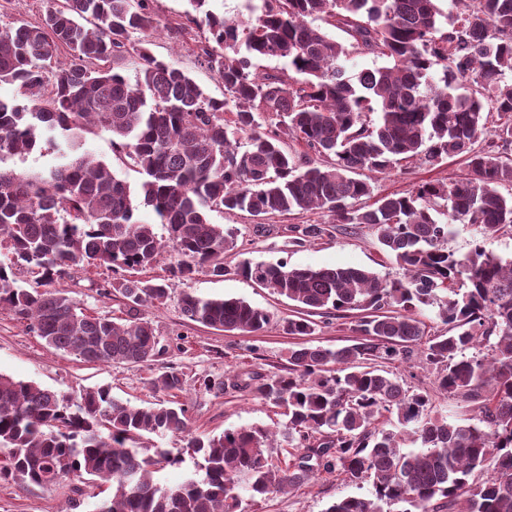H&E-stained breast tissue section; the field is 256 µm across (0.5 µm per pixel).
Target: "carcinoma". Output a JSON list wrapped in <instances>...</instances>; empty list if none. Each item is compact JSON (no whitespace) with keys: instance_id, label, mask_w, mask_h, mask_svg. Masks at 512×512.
<instances>
[{"instance_id":"obj_1","label":"carcinoma","mask_w":512,"mask_h":512,"mask_svg":"<svg viewBox=\"0 0 512 512\" xmlns=\"http://www.w3.org/2000/svg\"><path fill=\"white\" fill-rule=\"evenodd\" d=\"M189 2L188 22L206 33L201 56L223 80L222 99L145 46L135 49V80L117 71L131 33L156 27L153 0H66L36 24L0 28V83L16 86L15 97L0 98V309L87 363L150 362L160 340L137 307L163 302L166 281L108 283L132 303L123 323L86 312L56 284L80 265L142 269L164 252L174 254V278L203 269L222 277L236 241L209 221L214 209L323 214L296 246L334 224H364L404 278L354 266L238 267L309 315L356 314L355 344L296 342L284 372L242 380L240 389L283 409L275 433L250 426L193 436L179 401L134 406L107 387L61 395L0 374V475L38 487L86 476L110 482L98 512H246L245 499L321 472L372 484V496L344 497L326 512H436L440 500L448 512H512V262L484 247L512 231V0H458L464 8L445 29L438 0H247V13L233 18L209 9L210 0ZM353 53L384 63L349 75L341 60ZM258 58L285 67L258 74ZM263 113L278 118L274 129L262 128ZM43 129L63 139L58 164L46 172L6 165L36 150ZM91 129L110 133L144 175L140 195L167 236L134 218L130 185L83 148ZM290 140L307 151H288ZM455 156L466 158L467 174L358 205L372 197L363 172ZM455 224L480 235L461 258L447 246ZM22 269L36 286L18 283ZM434 305L443 328L428 336L420 314ZM180 309L233 335L270 323L237 298L185 292ZM282 329L311 336L315 323L299 316ZM415 352L433 368L436 392L477 410V422L448 421L433 412L429 391L379 368ZM151 385L181 391L184 380L172 370ZM386 413L395 428L379 426ZM146 433L186 436L203 475L158 481L181 459L142 455L136 444ZM284 444L302 453L275 469L269 457Z\"/></svg>"}]
</instances>
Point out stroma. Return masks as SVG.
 Returning a JSON list of instances; mask_svg holds the SVG:
<instances>
[{
    "mask_svg": "<svg viewBox=\"0 0 512 512\" xmlns=\"http://www.w3.org/2000/svg\"><path fill=\"white\" fill-rule=\"evenodd\" d=\"M155 12L162 22L161 29L132 33V46L147 45L158 59L173 64L187 73L211 96L223 98L224 83L211 71L200 56L199 38L203 33L192 29L191 36L182 42L168 38L167 25L184 22L189 10L188 0H155ZM85 148L97 159L111 163L114 173L134 189L132 203L135 218L153 225L157 235H164L150 207L143 203L136 191L144 176L132 160L115 153L109 133L95 131L86 134ZM464 158L455 157L440 166L431 168L415 162H400L384 174L373 175L371 183L375 196L394 193L405 194L417 185L429 181H448L466 174ZM214 224L232 229L237 246L224 255V276L215 277L200 272L193 279L182 281L168 276L170 254L146 270H129V279L164 278L168 281L169 296L161 304L141 307L142 317L150 321L160 337V353L153 361L138 365L125 362L93 364L76 356L48 348L34 333L27 322L16 319L9 311L0 310V374L18 380L32 381L42 387L67 395H77L102 386L110 388L114 397L138 406L160 404L167 393L153 390V376L169 370L182 373L185 386L177 398L189 408L190 431L195 435H217L225 429L246 425H262L275 430L281 428L284 417L272 402L260 400L235 386L237 377L257 371L265 374L283 371L287 365L286 353L294 339L282 331L285 320L296 317L294 302L275 295L264 286L243 278L235 271L245 260L254 262L285 261L293 267L358 266L370 270L384 279L402 277V270L386 253L376 236L367 227L348 228L336 225L329 235L295 246L293 238L299 237L305 225L322 222L318 213L304 215L272 216L253 220L249 216L214 210L208 214ZM113 274L106 267L77 268L60 286L94 315L110 318L124 317L126 301L117 292H103L105 282ZM202 298H240L252 306L266 311L271 324L256 335H231L198 324L184 321L179 300L183 292ZM389 371L401 377L407 385L431 391L437 411L447 415L449 421L465 423L472 413L463 404L450 400L433 391V370L419 355L407 361L392 362ZM223 380L224 389L209 392L201 388L204 378ZM142 454H154L164 449L180 457L176 466L160 470V482L177 484L196 468V460L186 449L183 436L147 435L138 441ZM370 484L355 486L341 476L319 473L302 486L283 493L257 499L249 512H326L334 501L346 496H370ZM111 493L101 481H64L44 488L26 486L12 479L0 477V512H90L92 505Z\"/></svg>",
    "mask_w": 512,
    "mask_h": 512,
    "instance_id": "35a3bbf8",
    "label": "stroma"
}]
</instances>
